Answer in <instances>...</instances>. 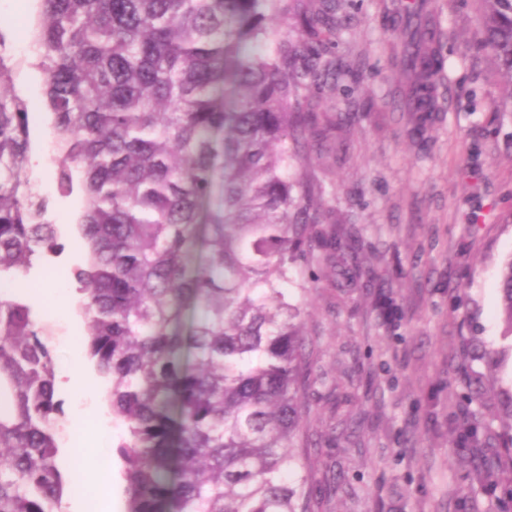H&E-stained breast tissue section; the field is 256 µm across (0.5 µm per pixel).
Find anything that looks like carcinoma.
<instances>
[{"label": "carcinoma", "instance_id": "carcinoma-1", "mask_svg": "<svg viewBox=\"0 0 512 512\" xmlns=\"http://www.w3.org/2000/svg\"><path fill=\"white\" fill-rule=\"evenodd\" d=\"M512 112V0H478ZM39 65L58 137L61 192L79 185L86 263L74 271L85 351L108 382L127 512H312L311 472L296 449L315 381L298 260L337 250L311 236L325 215L307 201L300 139L316 127L311 91L332 74L322 29L335 5L272 22L288 0H39ZM425 0H392L410 112H437L442 33ZM0 53V277L16 282L57 253L48 201L27 176L26 102L5 93ZM512 330V257L500 275ZM32 306L0 299V512H59L65 481L53 424L56 366ZM471 416L455 444L471 486L512 512V438ZM292 473V479L285 478Z\"/></svg>", "mask_w": 512, "mask_h": 512}]
</instances>
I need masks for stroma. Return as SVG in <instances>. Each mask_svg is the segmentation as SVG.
Masks as SVG:
<instances>
[{"label":"stroma","mask_w":512,"mask_h":512,"mask_svg":"<svg viewBox=\"0 0 512 512\" xmlns=\"http://www.w3.org/2000/svg\"><path fill=\"white\" fill-rule=\"evenodd\" d=\"M386 3L340 0L322 33L334 78L314 93L315 111L346 119L328 138L309 135L303 177L319 186L313 204L327 216L315 232L338 233L357 253L315 250L301 263L305 287L289 290L319 377L307 421L317 446L302 462L316 478L314 512H489L452 438L466 420L459 396L470 383L497 431L512 426V331L499 295L512 256V112L499 111L495 64L474 47L475 0H429L425 16L443 32L441 109L408 111ZM38 11V0H0V30L13 90L38 115L28 177L64 246L27 278L46 296L34 317L46 329L62 402L61 512H86L94 490L77 431L96 425L106 384L90 365L91 392L68 387L85 325L61 318L51 299L76 289L83 250L73 219L83 197L57 186Z\"/></svg>","instance_id":"35a3bbf8"}]
</instances>
